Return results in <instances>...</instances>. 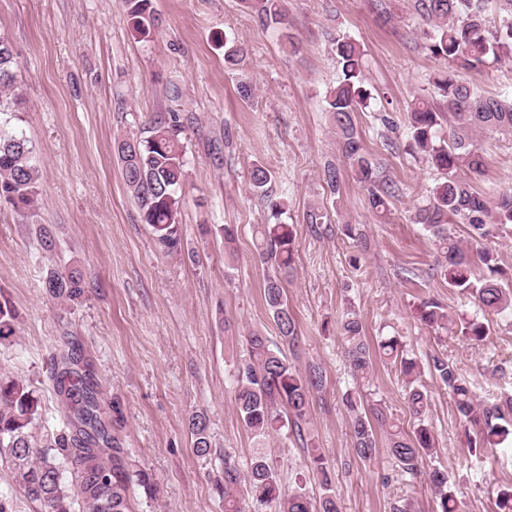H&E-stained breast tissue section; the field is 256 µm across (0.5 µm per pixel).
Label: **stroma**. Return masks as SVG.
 <instances>
[{
    "mask_svg": "<svg viewBox=\"0 0 512 512\" xmlns=\"http://www.w3.org/2000/svg\"><path fill=\"white\" fill-rule=\"evenodd\" d=\"M154 25L133 36L124 0H0V37L18 63L17 104L0 112L34 147L39 204L31 214L0 203V301L16 315L17 334L0 344V372L30 380L41 401L40 433L63 430L66 419L49 379L52 358L75 346L101 385L103 408L119 403L117 435L130 470L157 481L154 494L135 488L132 512H224L217 486L225 463L248 472L263 452L283 493L304 485L321 495L307 471L304 442L329 461L342 512H437L433 489L400 472L387 448L369 461L352 451L342 403L353 388L339 325L355 310L369 343L397 337L414 359L429 396L436 448L428 464L447 470L465 512H493L498 489L512 483V453L471 456L463 424L432 374L447 356L480 398L512 395V320L490 316L491 334L474 344L436 339L416 318L421 301L449 316L473 305L433 273L436 250L416 224L439 174L396 132L385 147L380 113L403 120L416 99L433 96L432 78L448 62L426 49L423 27L408 0H287L297 52L283 32L263 24L242 0H152ZM348 37L363 50L370 105L357 129L368 153L402 188L389 210L372 211L367 191L345 172L324 95L338 74L334 42ZM244 45L242 62L224 64L222 42ZM175 112L184 145L182 245L159 246L142 221L122 177L118 138L142 136L151 120ZM479 145L487 158L478 189L512 191V132L488 131ZM272 174L275 196L294 225V273L285 282L299 326L287 356L298 368L321 367L323 387L311 399L302 434L290 429L255 437L240 421L234 373L247 356L246 336L262 332L280 344L263 298L270 265L255 255L254 227L265 223V201L252 191L254 163ZM343 168L342 191L331 197L327 164ZM320 209L325 226L307 222ZM364 233L360 267L354 242L339 227ZM237 235L225 246L222 229ZM51 232L44 247L39 227ZM413 277H403V270ZM76 275L83 288L70 304L45 288L49 272ZM506 368L505 378L495 375ZM409 380L376 359L365 393L385 402L406 432L415 422L405 404ZM206 416L212 442L198 455L188 430L192 414Z\"/></svg>",
    "mask_w": 512,
    "mask_h": 512,
    "instance_id": "1",
    "label": "stroma"
}]
</instances>
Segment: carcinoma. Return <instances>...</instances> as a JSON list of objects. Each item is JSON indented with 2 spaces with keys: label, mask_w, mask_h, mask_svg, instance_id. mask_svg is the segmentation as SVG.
I'll return each mask as SVG.
<instances>
[{
  "label": "carcinoma",
  "mask_w": 512,
  "mask_h": 512,
  "mask_svg": "<svg viewBox=\"0 0 512 512\" xmlns=\"http://www.w3.org/2000/svg\"><path fill=\"white\" fill-rule=\"evenodd\" d=\"M259 17L283 27L291 25L286 0H244ZM486 0H414L412 8L427 26L428 51L448 61L450 70L435 74V100H417L404 122L410 149L429 167L442 175L432 189L428 203L418 209L417 223L423 226L440 250L435 273L448 287L470 298L482 314L512 313V279L499 265L491 243L506 229H512V192H486L473 185L481 176L487 159L477 145V136L490 130L512 131V99H498L481 93L460 74L481 71L505 57H512V0H499L504 13L500 25L486 22ZM132 30L145 37L151 25V0H124ZM340 76L325 95V111L341 144L342 156L354 179L368 192L370 208L385 213L400 195V187L385 174L382 165L364 151L355 126V114L369 106L370 93L363 85L360 45L350 39L336 40ZM17 62L10 45L0 39V92L17 88ZM180 118L175 112L151 122L147 136L118 140L123 179L137 200L144 223L157 242L167 250L181 248L178 221L183 180V146L179 138ZM467 169L472 178L457 176ZM39 170L29 141L0 126V202L25 214L38 204ZM271 171L261 163L250 171L252 190L265 198L274 222L256 230V249L263 263L288 274L296 252L294 225L281 222L287 204L272 195ZM324 181L333 196L340 194V170L324 167ZM462 224L476 245L464 250L450 233V226ZM46 288L52 298L72 302L83 293L78 278L53 271ZM264 298L273 314L283 341H298L297 321L277 278L267 280ZM419 320L435 332L450 338L483 342L490 335L489 323L476 315L461 314L451 319L434 301L418 307ZM15 313L8 302H0V343L16 335ZM346 338L345 362L357 380L373 371V352L363 336V326L354 313L341 326ZM249 359L238 368L235 404L244 426L257 436L270 435L289 425L303 437L314 392L323 383L320 368L302 372L268 337L252 332L246 337ZM379 356L400 365L407 376L417 375L414 360L403 356L395 337L377 343ZM433 373L448 389L460 417L469 425V451L480 456L489 450L512 446V400L505 403L478 402L476 393L453 362L433 359ZM54 389L69 427L59 433L36 435L41 405L32 382L0 375V457L9 463L13 482L23 496L41 512H130V487L156 490L153 474L140 469L129 472L123 449L109 435L101 420L97 385L91 370L78 368L71 354L57 358L52 375ZM406 403L417 421L407 434L392 421L382 401L367 402L358 390L344 395L350 417L354 451L363 461L378 452V430H383L389 452L399 469L413 477L424 476L438 499L439 512H461V501L448 484V474L439 468L425 469L433 454L435 439L426 422L428 395L420 386L409 387ZM196 452H210L208 422L201 415L188 419ZM312 473L321 477L322 494L315 499L302 491L282 493L273 471L262 454L253 457L247 492L256 500L275 507V512H341L328 478V462L322 450L304 448ZM239 475L235 466L224 463V512H240Z\"/></svg>",
  "instance_id": "1"
}]
</instances>
